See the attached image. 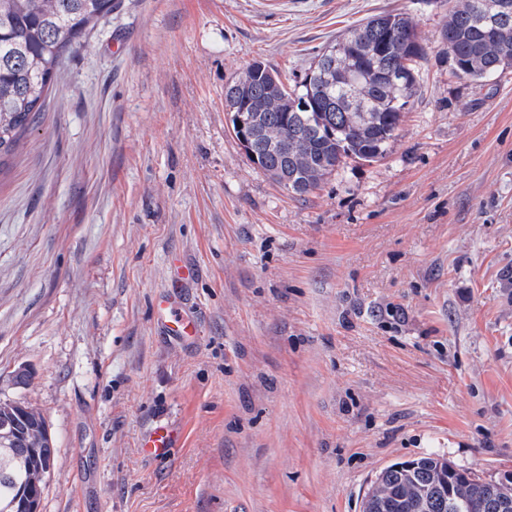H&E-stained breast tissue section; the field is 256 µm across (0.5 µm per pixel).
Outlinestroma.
<instances>
[{
	"label": "stroma",
	"instance_id": "1",
	"mask_svg": "<svg viewBox=\"0 0 512 512\" xmlns=\"http://www.w3.org/2000/svg\"><path fill=\"white\" fill-rule=\"evenodd\" d=\"M427 51L388 155L288 193L224 87L364 19ZM446 0H112L0 166V402L54 439L40 512H361L436 452L512 475V73L453 77ZM200 333L154 305L175 264ZM28 386L14 384L15 370ZM178 445L139 441L155 420Z\"/></svg>",
	"mask_w": 512,
	"mask_h": 512
}]
</instances>
